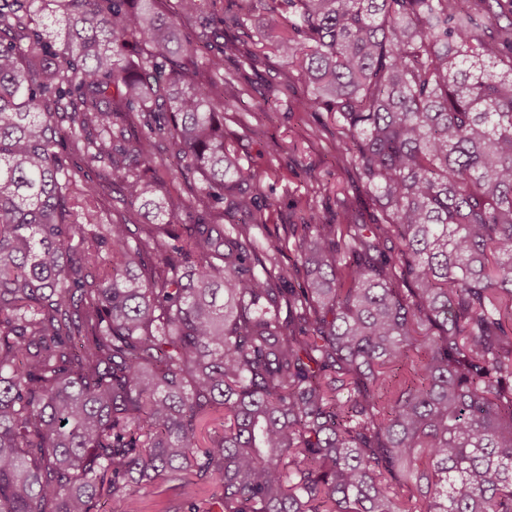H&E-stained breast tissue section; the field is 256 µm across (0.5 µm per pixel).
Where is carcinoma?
<instances>
[{
    "mask_svg": "<svg viewBox=\"0 0 512 512\" xmlns=\"http://www.w3.org/2000/svg\"><path fill=\"white\" fill-rule=\"evenodd\" d=\"M218 2L0 0V512H512V0ZM260 5L367 222L261 239L248 89L198 81ZM117 184L156 223L97 224ZM166 188L178 203L192 202L195 206L203 208L206 205V195L203 191V182L197 173H177L167 181ZM179 481H171L158 486L154 493L144 499L142 512H165L167 507L180 496Z\"/></svg>",
    "mask_w": 512,
    "mask_h": 512,
    "instance_id": "cac0c4a2",
    "label": "carcinoma"
}]
</instances>
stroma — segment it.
<instances>
[{
    "label": "stroma",
    "instance_id": "obj_1",
    "mask_svg": "<svg viewBox=\"0 0 512 512\" xmlns=\"http://www.w3.org/2000/svg\"><path fill=\"white\" fill-rule=\"evenodd\" d=\"M261 18V13L253 14L239 37L238 52L225 56L223 75L249 90L225 111L224 135L243 166L266 173L261 188L264 236L284 237L287 225L300 223L309 207L336 220L337 200L347 193L358 196L364 204L362 216H369L362 183L334 150L339 129L335 117L297 111V101L309 86L299 75L289 88L278 86L275 75L283 62L273 52L250 62Z\"/></svg>",
    "mask_w": 512,
    "mask_h": 512
}]
</instances>
